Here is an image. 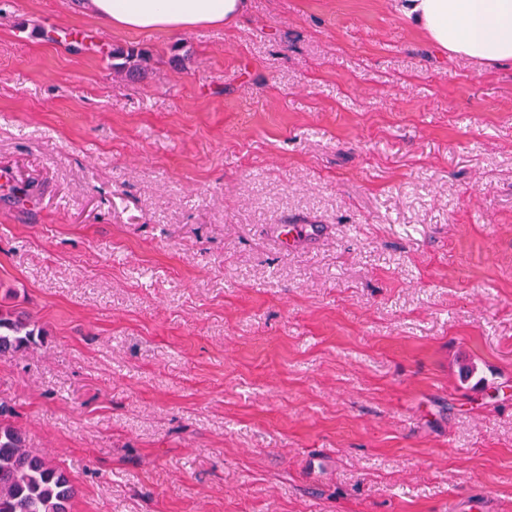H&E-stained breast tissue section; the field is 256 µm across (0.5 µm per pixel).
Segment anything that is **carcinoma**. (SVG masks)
Segmentation results:
<instances>
[{
  "label": "carcinoma",
  "instance_id": "1",
  "mask_svg": "<svg viewBox=\"0 0 512 512\" xmlns=\"http://www.w3.org/2000/svg\"><path fill=\"white\" fill-rule=\"evenodd\" d=\"M112 58V68L128 79L145 77L141 53L116 49ZM39 336L28 316L0 308V353L21 351ZM14 414L0 403V512H69L74 485L59 465L26 447L24 432L11 421Z\"/></svg>",
  "mask_w": 512,
  "mask_h": 512
}]
</instances>
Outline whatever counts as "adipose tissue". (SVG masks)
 <instances>
[{
    "label": "adipose tissue",
    "instance_id": "obj_1",
    "mask_svg": "<svg viewBox=\"0 0 512 512\" xmlns=\"http://www.w3.org/2000/svg\"><path fill=\"white\" fill-rule=\"evenodd\" d=\"M85 6L123 31L179 33L231 25L248 0H85ZM399 10L441 56L512 62V0H401Z\"/></svg>",
    "mask_w": 512,
    "mask_h": 512
}]
</instances>
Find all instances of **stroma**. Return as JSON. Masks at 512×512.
I'll return each mask as SVG.
<instances>
[{
  "label": "stroma",
  "mask_w": 512,
  "mask_h": 512,
  "mask_svg": "<svg viewBox=\"0 0 512 512\" xmlns=\"http://www.w3.org/2000/svg\"><path fill=\"white\" fill-rule=\"evenodd\" d=\"M1 170L0 305L44 336L0 403L70 512H512L511 63L397 0H0ZM89 13L123 31L179 33L228 26L248 8V0H85ZM112 59L123 60L121 63H112V69L119 73H125L130 80L143 78L147 74L143 64L145 58L142 53L134 49H116L112 52Z\"/></svg>",
  "instance_id": "1"
}]
</instances>
